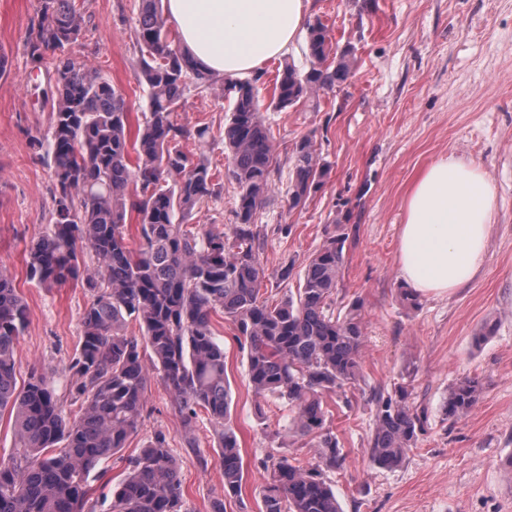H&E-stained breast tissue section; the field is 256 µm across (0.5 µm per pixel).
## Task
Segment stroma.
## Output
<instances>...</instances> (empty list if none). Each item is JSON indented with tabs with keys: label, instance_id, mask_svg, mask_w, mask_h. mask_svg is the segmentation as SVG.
Returning a JSON list of instances; mask_svg holds the SVG:
<instances>
[{
	"label": "stroma",
	"instance_id": "obj_1",
	"mask_svg": "<svg viewBox=\"0 0 512 512\" xmlns=\"http://www.w3.org/2000/svg\"><path fill=\"white\" fill-rule=\"evenodd\" d=\"M84 34L71 50L95 67L143 112L145 86L137 80L130 38L139 0H77ZM36 0H0V273L15 277L28 308L16 349L20 376L51 372L59 395L76 377L66 368L81 335L89 295L69 284L46 291L21 270L26 242L46 230L53 184L46 158L31 146L47 134L49 85L28 51ZM306 22L327 25L338 48L352 49L354 75L347 86L321 92L317 103L269 108L278 62L267 63L258 84L262 115L274 133L273 192L256 222L267 238L260 256L267 273L262 290L280 299L296 290L310 258L331 235L344 237V264L336 301L360 300L366 328L363 379L358 389L325 396L331 428L344 456L328 478L342 512H512V474L501 465L512 454V0H310ZM231 110L223 82L189 97L177 121L186 153L204 155L221 177L216 197L193 216L205 230L235 222L236 187L224 177L228 152L224 121ZM208 126L201 140L196 131ZM314 134L331 166L323 188L290 208L286 186L293 144ZM476 163L497 199L484 264L466 286L444 295H422L417 306L401 296L398 242L405 193L417 174L443 155ZM281 224L290 236L277 234ZM288 280L274 279L286 263ZM224 344L232 395L231 422L245 463L242 496L224 492V470L207 415L197 422L196 449L185 448L179 415L157 374L147 387L151 415L131 436L124 456L139 452L155 430L165 431L176 457L189 512H260L264 462L286 455L314 462L310 448H276L269 434L288 421L281 402H264L255 416L245 350L223 314L213 317ZM494 331L482 345L473 338ZM479 377L484 392L466 417L442 414L448 389L464 376ZM426 414L416 448L395 469L370 463L367 453L374 394L398 386Z\"/></svg>",
	"mask_w": 512,
	"mask_h": 512
}]
</instances>
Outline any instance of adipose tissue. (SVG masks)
I'll return each instance as SVG.
<instances>
[{"instance_id":"1","label":"adipose tissue","mask_w":512,"mask_h":512,"mask_svg":"<svg viewBox=\"0 0 512 512\" xmlns=\"http://www.w3.org/2000/svg\"><path fill=\"white\" fill-rule=\"evenodd\" d=\"M185 54L227 79L286 56L305 19L306 0H163ZM399 235L402 280L419 294H445L481 268L497 204L483 170L452 155L422 169L405 193Z\"/></svg>"}]
</instances>
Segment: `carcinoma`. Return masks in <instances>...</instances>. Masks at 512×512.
<instances>
[{"instance_id": "1", "label": "carcinoma", "mask_w": 512, "mask_h": 512, "mask_svg": "<svg viewBox=\"0 0 512 512\" xmlns=\"http://www.w3.org/2000/svg\"><path fill=\"white\" fill-rule=\"evenodd\" d=\"M76 0H38L30 54L53 79L47 136L32 146L50 159L54 208L51 227L25 250L27 280L52 289L79 282L90 293L82 333L69 357L77 375L65 408L48 372L33 370L18 385L16 348L27 326V306L15 278L0 274V417L8 415L14 452L0 458V512H94L90 474L119 454L149 415L146 390L154 369L173 397L186 447H198V410L208 415L224 468V491L242 494L244 464L230 419L224 343L212 315L221 312L247 349L255 395L288 404V425L271 434L315 449L303 465L280 456L267 466L262 512H341L326 472L344 457L328 425L324 397L361 380L365 325L355 300L343 313L336 293L344 238L330 237L306 265L296 294L261 299L266 279L264 237L256 214L272 191L274 136L259 104L260 76L224 82L232 109L224 123L230 162L226 175L238 202L229 232L189 226L195 209L215 194L208 160L180 148L186 130L174 114L191 93L216 77L186 58L164 17L161 0H141L132 32L138 81L147 112L133 123L121 90L67 51L83 33ZM310 67L285 64L271 106L285 110L320 91L347 84L349 52L333 56L327 27H307ZM288 200L306 205L323 187L330 165L314 135L291 151ZM136 225L138 247L126 241ZM89 254L92 264L81 260ZM143 328L144 343L124 332L127 319ZM483 394L480 378L460 379L444 403L445 419L469 415ZM368 455L379 468L400 466L417 446L425 414L407 403V390L374 396ZM107 512H188L168 435L156 430L126 459L125 477L112 488Z\"/></svg>"}]
</instances>
